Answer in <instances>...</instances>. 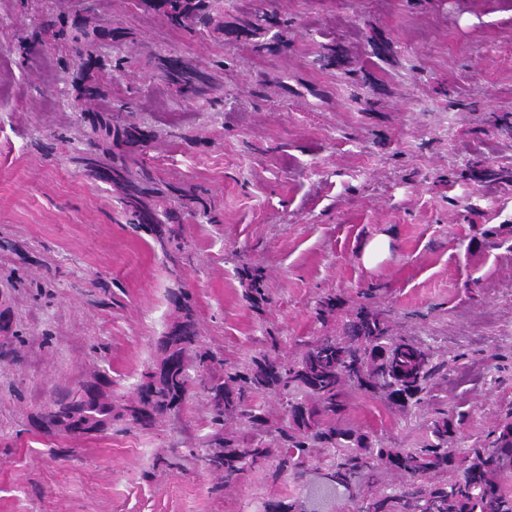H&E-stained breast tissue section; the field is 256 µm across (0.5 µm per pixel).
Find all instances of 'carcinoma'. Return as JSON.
<instances>
[{"mask_svg":"<svg viewBox=\"0 0 512 512\" xmlns=\"http://www.w3.org/2000/svg\"><path fill=\"white\" fill-rule=\"evenodd\" d=\"M174 29L219 38L251 39L286 19L274 10L258 9L224 28V0H135ZM97 0H77V9L52 13L32 26L19 40L21 55L34 53L47 40L64 46L63 72L70 74L83 148L70 162L88 180L110 185L131 224H144L160 242L180 249L178 235L167 225L181 223L189 210L198 223L216 224L207 207L193 209L196 192L180 190L156 179L139 155L164 137L158 129L122 121L132 99L112 98L115 75L126 71L122 48L131 33L118 22L109 27L90 25ZM338 50L327 46L310 66L324 69L336 62ZM143 65L184 102L203 99L224 105L215 75L182 58L149 53ZM184 313L156 344L158 368L146 371L135 399L117 404L112 378L98 373L84 392L63 389L37 416V426L49 437L93 438L112 433L118 421L149 429L175 418L194 396L193 376L206 398L211 439L197 447L174 448L161 459V468L181 469L191 460L218 476L228 486L254 468L269 469L276 482L288 476L303 480L309 468L334 472L337 484L354 487L360 512H512V491L504 486L512 473V420L490 431L485 443L460 451L448 447L458 433V420L446 412L428 425L429 436L417 448L387 446L376 436L345 419L351 398L362 394L401 412L421 409L435 380L445 378L448 361L435 359L431 345L419 338L393 333L389 320L378 312L359 308L336 336H317L303 344L288 362L266 355L233 371L215 366L200 336L189 296ZM282 391L287 396L281 415L274 417L254 407L251 398ZM302 394L298 399L295 394ZM237 419L238 434L224 436V422ZM276 436L277 446L254 442L261 434ZM266 512H305L300 500L286 495L266 506Z\"/></svg>","mask_w":512,"mask_h":512,"instance_id":"carcinoma-1","label":"carcinoma"}]
</instances>
